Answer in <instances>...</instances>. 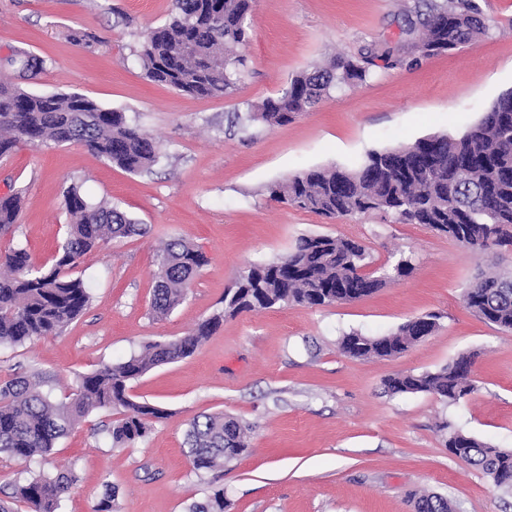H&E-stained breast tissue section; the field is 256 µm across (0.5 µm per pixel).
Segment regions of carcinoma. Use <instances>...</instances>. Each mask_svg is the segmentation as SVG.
<instances>
[{"instance_id": "obj_1", "label": "carcinoma", "mask_w": 512, "mask_h": 512, "mask_svg": "<svg viewBox=\"0 0 512 512\" xmlns=\"http://www.w3.org/2000/svg\"><path fill=\"white\" fill-rule=\"evenodd\" d=\"M253 0H172L169 20L148 31L138 57L145 77L192 97H222L247 66L240 52L248 39ZM477 0H417L404 13L401 48L431 57L465 46L486 34ZM397 65L391 49L358 58L336 57L293 77L281 92L236 115L246 129L254 123L283 126L308 111L331 91H341L373 75L375 61ZM29 70L43 61L23 51L4 58ZM82 143L90 152L132 174L150 170L160 147L125 115L104 109L80 93L36 95L0 81V157L21 144ZM270 200L326 219L379 212L401 224H424L459 247L482 255L493 246L512 248V90L463 133L434 135L397 153L371 151L355 169L323 167L298 173L266 188ZM70 215L66 239L50 266L37 268L23 248L0 252V343L24 345L54 336L78 319L91 302L84 280L74 275L86 256L115 238L142 236L146 227L106 202L92 203L73 183L63 193ZM21 193L0 197V232L18 222ZM207 258L194 243L176 238L157 254L151 308L164 316L185 299L187 288ZM370 254L359 239L342 235L305 236L284 256L250 266L224 293V310L202 320L186 336L147 342L128 359L105 364L81 376L65 401L43 391L35 376L0 385V453L29 461L51 454L60 439L94 411L117 418L108 429L115 447L147 436L152 423L168 413L129 394L130 384L151 369L182 359L201 347L226 316L288 304L328 306L372 295L385 283L408 275V260L386 277L365 272ZM465 305L486 322L512 330V273L480 274L464 291ZM437 316L407 320L396 332L367 336L349 332L341 339L354 359L394 358L432 335ZM473 360L461 356L436 371L397 374L385 380L392 395L423 393L457 402L474 389ZM249 426L222 413L192 419L187 431L193 467L222 468L250 448ZM452 454L480 468L504 492L512 493V449L490 446L459 430L448 434ZM72 469L40 474L16 486L13 501L30 512H58L72 492ZM414 512H455L447 498L411 495ZM224 490L189 512H224Z\"/></svg>"}]
</instances>
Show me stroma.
Instances as JSON below:
<instances>
[{
	"label": "stroma",
	"mask_w": 512,
	"mask_h": 512,
	"mask_svg": "<svg viewBox=\"0 0 512 512\" xmlns=\"http://www.w3.org/2000/svg\"><path fill=\"white\" fill-rule=\"evenodd\" d=\"M480 3L489 32L475 42L377 69L287 125L244 130L236 114L275 96L296 74L396 41L400 14L415 0H255L249 66L235 90L215 98L144 77L138 42L164 23L171 0H0V58L21 49L44 62L31 77L1 75L35 94L86 95L123 112L162 147L158 163L141 174L77 142L23 145L0 161V197L22 194L0 251L22 247L36 265L51 263L70 221L63 193L74 182L148 229L86 257L76 274L91 303L59 335L0 344V385L39 372L57 396L78 375L125 360L145 342L185 336L223 309L224 290L242 270L277 259L304 235L362 240L374 271L402 256L413 264L410 275L356 302L226 318L193 354L132 382L134 400L169 413L146 438L113 447L112 414L93 412L46 458L0 455V499L39 473L70 467L78 482L59 512H95L108 484L116 512H187L218 489L226 512H413L411 495L424 491L447 497L456 512H512V494L450 454L439 429L446 422L512 449V331L463 302L479 270L511 269L512 255L476 257L425 225L385 214L331 221L270 201L265 191L301 172L353 168L369 151L476 124L512 89V0ZM76 32L90 36L92 47L72 42ZM173 238L192 241L209 262L182 304L159 318L150 310L156 254ZM428 312L439 314L438 330L398 357L356 360L340 349L346 332L385 335ZM462 355L474 359L475 389L459 402L385 390L389 376L433 371ZM217 412L249 425L251 448L228 467L199 473L185 431L197 415Z\"/></svg>",
	"instance_id": "stroma-1"
}]
</instances>
